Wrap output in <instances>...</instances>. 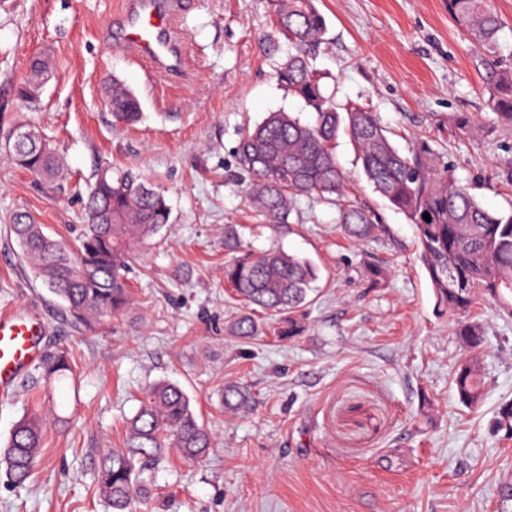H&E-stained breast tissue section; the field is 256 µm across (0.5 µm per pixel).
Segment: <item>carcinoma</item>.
Instances as JSON below:
<instances>
[{
  "mask_svg": "<svg viewBox=\"0 0 512 512\" xmlns=\"http://www.w3.org/2000/svg\"><path fill=\"white\" fill-rule=\"evenodd\" d=\"M276 25L295 53L277 72L288 90L314 109L315 119L303 122L288 112H271L247 130L235 151L236 168L246 183L255 216L263 224H286L298 198L315 196L338 209V222L355 240L372 237L378 217L346 199L348 177L336 160L334 144L345 133L358 155L363 175L374 192L403 212L416 230L419 257L426 268L443 311L468 309L479 292H487L512 310V212L495 214L481 206L467 188L457 183L450 168L435 170L419 155L407 156L392 144L375 113L353 108L340 115L323 92L308 55L324 39L326 23L316 0H273ZM448 15L482 50L489 102L499 120L512 126V67L498 55L502 23L486 0H447ZM112 117L127 124L139 121L137 96L124 85L112 83ZM17 130L31 141L12 149L21 168L53 177L59 157L50 141L31 125ZM429 214L425 220L423 214ZM164 194L131 171L109 178L96 177L84 202V224L76 246L65 247L24 212L13 216L10 232L23 249L37 278L66 303L74 325L123 311L129 303L125 271L131 251L169 223ZM224 244L233 257L224 265V280L248 306L271 316L286 313L281 336L302 332L295 318L307 302L318 269L309 260L280 247L241 252L232 229ZM234 336L257 335L258 324L240 317L230 327ZM462 343H482L479 324L457 328ZM39 370L50 383L71 378L75 362L70 352L57 349L42 360ZM458 400L473 407L482 398L481 380L473 362L459 365L454 378ZM245 387L229 384L221 394L224 411L248 407ZM46 424L37 415L14 426L0 467L7 481L23 486L40 466ZM188 460L202 459L211 449L209 433L198 424L190 400L175 383L166 380L147 386L139 407L127 420L122 448L104 453L97 464L95 491L109 512H139L152 493L154 470L170 450Z\"/></svg>",
  "mask_w": 512,
  "mask_h": 512,
  "instance_id": "obj_1",
  "label": "carcinoma"
}]
</instances>
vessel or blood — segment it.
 <instances>
[{
    "label": "vessel or blood",
    "instance_id": "vessel-or-blood-1",
    "mask_svg": "<svg viewBox=\"0 0 512 512\" xmlns=\"http://www.w3.org/2000/svg\"><path fill=\"white\" fill-rule=\"evenodd\" d=\"M184 8V0H126L112 39L151 61L155 72L176 74L181 46L174 22ZM44 331L34 316L0 314V395L13 393L20 374L39 358L36 340Z\"/></svg>",
    "mask_w": 512,
    "mask_h": 512
}]
</instances>
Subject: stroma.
<instances>
[{
  "label": "stroma",
  "mask_w": 512,
  "mask_h": 512,
  "mask_svg": "<svg viewBox=\"0 0 512 512\" xmlns=\"http://www.w3.org/2000/svg\"><path fill=\"white\" fill-rule=\"evenodd\" d=\"M120 0H0V312L38 313L43 351L69 348L74 378L45 383L26 369L0 398V448L17 421L47 423L40 469L26 486L0 472V512H106L93 468L119 447L142 387L167 380L188 396L213 450L200 462L169 453L145 512H512V431L495 425L512 401V312L481 295L466 314L442 313L406 215L365 180L346 135L336 158L348 195L375 211L374 237L356 241L336 206L300 199L288 223H258L238 179L234 149L268 113L311 121L313 110L277 77L291 53L274 35L272 0H189L177 32L179 77L156 76L112 40ZM324 42L310 63L340 107L375 112L401 152L450 166L491 211H512V127L486 92L479 49L447 0H317ZM51 69L38 104L16 85L33 57ZM138 96L133 126L112 119L113 81ZM467 113L476 126L457 129ZM21 123L51 139L62 166L31 175L7 145ZM141 174L161 189L170 219L138 245L121 314L75 326L36 278L11 235L28 212L70 246L83 222L81 193L97 170ZM243 247L278 246L319 269L301 309V335L232 336L249 309L224 283V228ZM379 278H372L373 268ZM484 343L465 350L461 319ZM471 359L482 399L467 407L453 375ZM241 383L247 412L225 413L221 390Z\"/></svg>",
  "instance_id": "stroma-1"
}]
</instances>
